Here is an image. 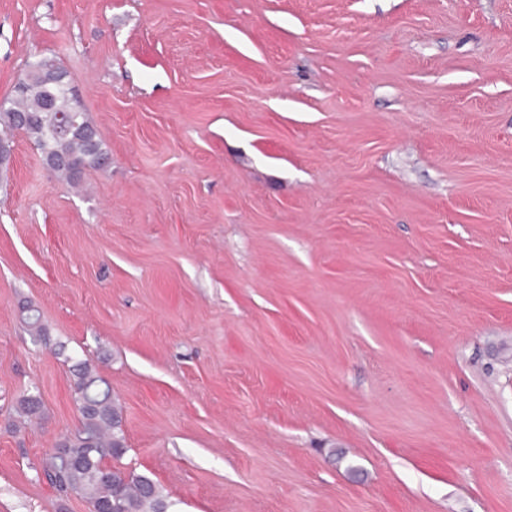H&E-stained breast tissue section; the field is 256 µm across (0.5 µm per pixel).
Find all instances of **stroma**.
Returning a JSON list of instances; mask_svg holds the SVG:
<instances>
[{
    "label": "stroma",
    "mask_w": 512,
    "mask_h": 512,
    "mask_svg": "<svg viewBox=\"0 0 512 512\" xmlns=\"http://www.w3.org/2000/svg\"><path fill=\"white\" fill-rule=\"evenodd\" d=\"M35 54L112 163L0 173V512H89L85 358L167 512H512V0H0ZM16 413L23 422H32L42 416L43 402L38 395L23 393L17 400Z\"/></svg>",
    "instance_id": "stroma-1"
}]
</instances>
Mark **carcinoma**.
I'll use <instances>...</instances> for the list:
<instances>
[{
  "label": "carcinoma",
  "instance_id": "cac0c4a2",
  "mask_svg": "<svg viewBox=\"0 0 512 512\" xmlns=\"http://www.w3.org/2000/svg\"><path fill=\"white\" fill-rule=\"evenodd\" d=\"M74 119L67 135L53 138L58 115ZM0 129L20 131L37 148L41 160L62 161L54 176L72 187L82 184L84 175L99 168L97 158L108 154L97 128L82 111L81 102L55 84L35 81L0 105ZM22 321L31 336L40 339L47 329L38 311L25 308ZM74 399L80 415L78 426L63 434L60 450L41 459L39 470L60 499L74 494L88 503L91 512H166L167 503L155 481L134 471H114L112 480L100 478L102 468L127 451L122 415L112 398L109 384L96 366L85 359L74 368ZM43 402L37 395L24 393L17 400L16 413L25 422L41 418Z\"/></svg>",
  "mask_w": 512,
  "mask_h": 512
}]
</instances>
